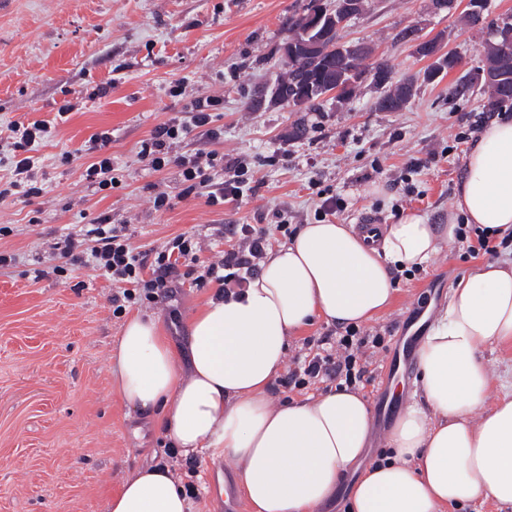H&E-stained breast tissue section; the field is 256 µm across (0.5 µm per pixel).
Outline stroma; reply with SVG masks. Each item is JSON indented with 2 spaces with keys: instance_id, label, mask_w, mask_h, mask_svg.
I'll return each mask as SVG.
<instances>
[{
  "instance_id": "obj_1",
  "label": "stroma",
  "mask_w": 512,
  "mask_h": 512,
  "mask_svg": "<svg viewBox=\"0 0 512 512\" xmlns=\"http://www.w3.org/2000/svg\"><path fill=\"white\" fill-rule=\"evenodd\" d=\"M304 2L0 0V128L24 117L50 120L63 101L76 104L40 149L46 194L0 200V225L10 228L0 253L13 258L0 267V512H107L125 475L164 461L177 463L196 489L192 512H224L225 489L243 491L232 463L176 459L159 417L123 403L107 362L123 325L112 314L109 282L87 268L26 277L63 229L106 214L127 225L134 246L147 250L185 234L207 260L224 248V225L255 223L258 212L284 206L289 223H312L321 187L347 202L334 217L339 224L366 214L391 224L402 210L447 223L475 138L470 127L484 110L478 89L452 95L448 88L477 72L482 44L499 17L512 14V0H484L476 24L463 20L469 0L449 11L433 0H364L344 37L369 43L395 78L418 77L415 96L398 112L374 111L378 92L367 81L351 99L329 96L312 112L257 99L274 83L288 21ZM407 27L439 37L464 66L423 81L428 59L398 38ZM181 79L224 99L223 151L248 163L259 182L242 203L215 211L204 199L181 197L178 168L152 172L137 158L157 125L182 116L187 100L171 94ZM299 123L305 136L291 138ZM106 129L120 182L102 191L85 180L89 159L79 149ZM161 191L173 206L159 214L152 198ZM474 264L457 244L415 272H396L391 306L365 325L384 338L361 360L370 405L394 386L382 368L400 337L426 336L451 286ZM216 291L187 284L138 311L160 316L163 336L182 352L189 318Z\"/></svg>"
}]
</instances>
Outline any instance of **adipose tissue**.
I'll return each mask as SVG.
<instances>
[{"mask_svg": "<svg viewBox=\"0 0 512 512\" xmlns=\"http://www.w3.org/2000/svg\"><path fill=\"white\" fill-rule=\"evenodd\" d=\"M444 224L402 214L369 244L351 225H302L268 252L242 297L211 299L180 353L155 316L126 320L113 373L127 407L159 412L181 457L234 461L252 512H319L363 454L372 408L347 388L274 403L290 336L322 318L359 326L392 302L393 273L426 264L458 239L459 224L512 230V119L491 123L464 158ZM512 342V266L478 264L451 288L417 351L418 401L390 433L392 453L370 463L349 512H445L490 498L512 505V389L488 404L483 349ZM110 512H191L169 464L122 479Z\"/></svg>", "mask_w": 512, "mask_h": 512, "instance_id": "ef3b65f1", "label": "adipose tissue"}]
</instances>
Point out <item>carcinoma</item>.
Returning a JSON list of instances; mask_svg holds the SVG:
<instances>
[{
	"label": "carcinoma",
	"mask_w": 512,
	"mask_h": 512,
	"mask_svg": "<svg viewBox=\"0 0 512 512\" xmlns=\"http://www.w3.org/2000/svg\"><path fill=\"white\" fill-rule=\"evenodd\" d=\"M316 0H309L303 14L292 19L288 26L287 39L302 35L306 29L307 19ZM372 54L367 44L355 45L350 59L346 60L336 54V45L326 52L301 55L295 61L281 65V75L277 81V100L290 103L307 85L313 84L327 91L340 89L350 98L357 89L359 74L366 71L362 63ZM479 86L487 106L496 108L505 103H512V15H506L496 23L491 37L483 45V66L475 79L467 78L454 88L461 92L473 86ZM408 97L415 95L414 80L407 78L395 81V85L383 87L381 95L374 102L378 112H398L400 106L395 104L399 94Z\"/></svg>",
	"instance_id": "cac0c4a2"
}]
</instances>
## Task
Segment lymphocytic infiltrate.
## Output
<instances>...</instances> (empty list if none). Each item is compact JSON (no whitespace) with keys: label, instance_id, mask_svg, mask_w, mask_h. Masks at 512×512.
<instances>
[{"label":"lymphocytic infiltrate","instance_id":"obj_1","mask_svg":"<svg viewBox=\"0 0 512 512\" xmlns=\"http://www.w3.org/2000/svg\"><path fill=\"white\" fill-rule=\"evenodd\" d=\"M173 92L188 96L189 117L185 120L174 117L157 126L149 138L141 142L140 161L155 172L176 165L180 169L182 196L204 197L206 205L212 208L238 203L252 195L255 191L253 177L245 163L226 157L216 148L217 143L224 140V128L220 123L223 100L190 90L183 81L176 83ZM195 129L211 143V150L195 153L189 158L174 156L173 145ZM6 130L5 141L11 151V175L0 186V200L10 196L26 199L41 196L43 187L38 179L41 162L37 147L52 136L51 122L18 119L10 122ZM110 141V132H97L89 137L84 148L90 157L85 177L102 190L117 181L116 166L106 152ZM275 231L284 236L291 232L284 209L273 210L271 223L267 226L225 225L224 235L229 244L220 259L207 263L199 257L197 241L182 234L152 252L137 250L126 225L112 223L109 216L103 214L82 228L79 234L61 236L53 247L55 264L51 271L61 275L67 273L69 267L82 265L111 281L114 287L112 307L117 314L132 304L159 303L168 298L174 288L186 283L198 288L214 283L224 293L237 295L258 274ZM380 342V336H361L351 326L340 336H321L315 348L295 358L286 385L292 390H302L317 382L336 379L349 386L362 383L365 370L358 365L362 349Z\"/></svg>","mask_w":512,"mask_h":512}]
</instances>
